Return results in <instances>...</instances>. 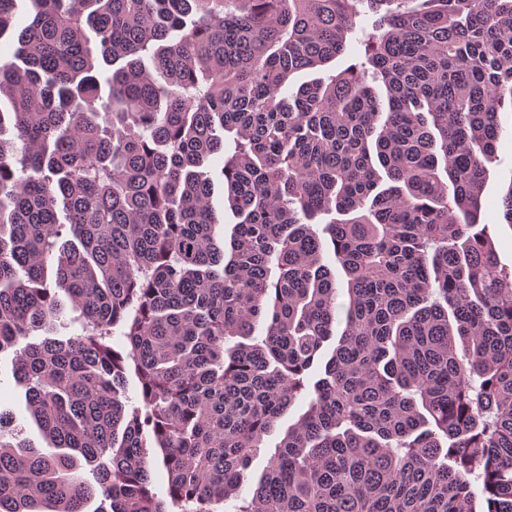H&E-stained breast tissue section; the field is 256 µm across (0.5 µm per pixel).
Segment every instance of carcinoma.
<instances>
[{
	"label": "carcinoma",
	"instance_id": "obj_1",
	"mask_svg": "<svg viewBox=\"0 0 512 512\" xmlns=\"http://www.w3.org/2000/svg\"><path fill=\"white\" fill-rule=\"evenodd\" d=\"M30 2L0 0V355L48 447L0 412V512H221L302 397L235 512H512V269L480 222L512 0ZM364 8V60L291 90ZM211 178L213 182L211 205L220 223L216 228L217 239L222 240L224 237L229 239L232 227L238 222V219L233 215L226 203L224 206V185L221 182L217 165L211 169ZM300 412H301V405L296 404L291 409L288 416H286L281 421L277 432L266 440L265 446L267 448H261L260 452L254 458L252 466H251V475L256 476L264 469L268 457L274 452V446L279 441L280 434H282L284 432V430L288 427L289 423L293 422L297 418V416Z\"/></svg>",
	"mask_w": 512,
	"mask_h": 512
}]
</instances>
